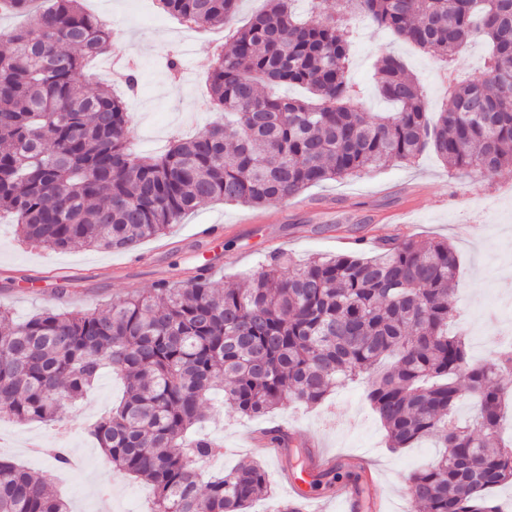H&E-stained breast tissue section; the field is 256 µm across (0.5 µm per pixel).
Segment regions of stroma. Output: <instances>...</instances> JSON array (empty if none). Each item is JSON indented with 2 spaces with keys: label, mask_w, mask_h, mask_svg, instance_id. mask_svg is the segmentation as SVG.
Returning <instances> with one entry per match:
<instances>
[{
  "label": "stroma",
  "mask_w": 512,
  "mask_h": 512,
  "mask_svg": "<svg viewBox=\"0 0 512 512\" xmlns=\"http://www.w3.org/2000/svg\"><path fill=\"white\" fill-rule=\"evenodd\" d=\"M82 7L104 19L117 32L135 60L139 88L128 94L122 72L102 56L90 62L82 76L87 89L107 87L124 99L129 115L131 148L150 155L162 151L177 134L191 135L215 118L208 105L206 73L214 49L226 43L222 31L197 29L188 33L180 20L164 14L157 0H81ZM330 9L342 17L349 32L346 77L356 92L361 111L371 115L392 111L374 81V65L381 56L401 58L421 84L437 119L450 86L481 77L489 57L485 43L464 44L452 61L414 48L362 15L343 13L341 0ZM186 52L190 63L178 77L166 70V56ZM407 210L408 224L394 223L395 213ZM257 214L259 224L245 223ZM221 224L227 231L219 247L192 242L194 225ZM413 237L445 241L459 262L455 294L459 313L450 329L465 337L471 362L496 351L503 334L512 333V286L503 273L512 269V168L491 178L468 170L449 168L433 152L412 162H388L355 178L329 181L304 190L295 200L278 201L257 209L206 201L174 225L166 236V252L154 254L155 240L142 251L148 261L130 264L122 252L75 247L51 252L17 240L13 219L0 215V305L24 321L49 309L59 311L106 307L145 292L158 281L183 279L187 270L219 261L212 274L213 287L256 274L265 260L267 242L284 241V250L303 262L321 254H368L375 240ZM53 262L73 268L67 290L70 301L52 303L57 283L39 279L34 269ZM123 393L119 378L104 374L78 405L65 409L59 425L0 421V435L8 447L0 458L28 470L54 472L52 492L64 497L71 512H147L154 492L150 485L113 471L87 428L107 414ZM284 427L295 430L302 447L278 459L254 453L251 438L259 431ZM202 434L223 445L224 454L209 460L207 472L229 471L247 457L257 456L271 477V494L252 504L249 512H265L288 499V487L276 479L281 467L296 464L305 448L315 446L345 458L365 454L372 462L373 493L382 495L389 512H421L406 493V480L438 454L434 439L415 447L390 449L386 432L365 396L364 385L350 383L336 389L323 403L292 405L259 417L237 413L223 398L205 410ZM45 447L66 449L79 457V465L54 471L51 460L27 449L28 440Z\"/></svg>",
  "instance_id": "stroma-1"
}]
</instances>
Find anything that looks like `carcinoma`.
I'll return each instance as SVG.
<instances>
[{
	"label": "carcinoma",
	"mask_w": 512,
	"mask_h": 512,
	"mask_svg": "<svg viewBox=\"0 0 512 512\" xmlns=\"http://www.w3.org/2000/svg\"><path fill=\"white\" fill-rule=\"evenodd\" d=\"M31 2L0 0V14L30 15L22 28L0 29L10 46L0 52V211L45 249L134 252L203 201H288L427 149L485 178L512 168V0H343L445 59L471 39L491 47L482 79L452 90L434 124L419 83L391 55L379 62L378 86L397 111H359L345 77L346 31L328 0H315L309 21L295 17L294 0H267L211 64L210 97L224 118L156 156L130 149L118 97L81 84L84 61L112 45L106 22L81 0H49L35 13ZM159 2L194 26L226 28L240 0ZM268 84L298 85L309 97L271 96ZM457 279L448 243L391 237L368 257L296 264L274 252L222 292L198 269L105 309L48 310L20 324L0 307V419L57 422L109 367L126 395L90 435L113 469L154 487L151 512H247L270 490L259 463L206 481L199 472L217 451L190 434L208 393L222 389L255 417L320 403L364 379L391 448L428 436L443 448L409 477L407 494L423 512H505L489 491L512 484V447L499 438L512 350L472 364L464 338L448 335ZM467 396L476 413L459 424L452 414ZM262 437L293 447L276 430ZM362 473L350 458L317 485L331 491ZM48 481L0 460V512H70Z\"/></svg>",
	"instance_id": "carcinoma-1"
}]
</instances>
